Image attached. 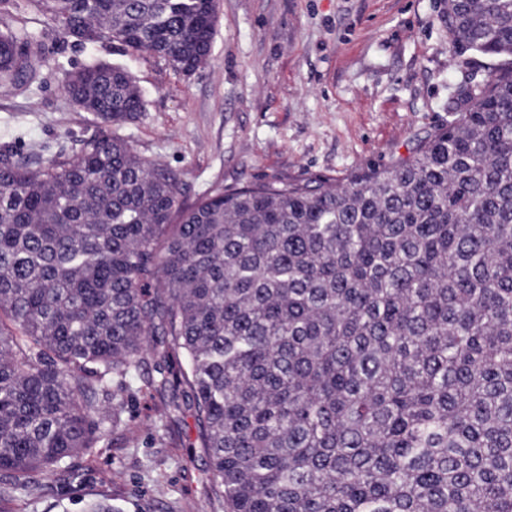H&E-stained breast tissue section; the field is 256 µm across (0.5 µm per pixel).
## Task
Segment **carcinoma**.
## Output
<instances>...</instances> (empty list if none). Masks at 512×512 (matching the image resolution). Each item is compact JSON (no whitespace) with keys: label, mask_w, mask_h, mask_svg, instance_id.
Instances as JSON below:
<instances>
[{"label":"carcinoma","mask_w":512,"mask_h":512,"mask_svg":"<svg viewBox=\"0 0 512 512\" xmlns=\"http://www.w3.org/2000/svg\"><path fill=\"white\" fill-rule=\"evenodd\" d=\"M65 37L190 74L216 0H30ZM497 64L448 125L346 179L180 202L178 175L101 131L33 168L0 154V472L40 477L122 423L144 344L180 358L231 512H512V0H448ZM0 31V86L35 78ZM70 101L119 128L145 101L101 60Z\"/></svg>","instance_id":"1"}]
</instances>
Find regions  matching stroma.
<instances>
[{"label": "stroma", "mask_w": 512, "mask_h": 512, "mask_svg": "<svg viewBox=\"0 0 512 512\" xmlns=\"http://www.w3.org/2000/svg\"><path fill=\"white\" fill-rule=\"evenodd\" d=\"M446 0H217L211 54L190 75L162 59L61 36L29 0L0 4V29L26 26L38 78L0 87V153L36 163L79 148L98 123L73 106L65 76L98 59L134 75L146 108L118 130L152 163L177 172L180 198L280 179L346 178L408 156L446 126L454 87L486 79L488 61L448 37ZM144 353L126 429L79 456L78 478H43L31 499L0 473V512H83L108 499L120 512H227L215 491L192 409L170 413L173 389L145 376L175 371Z\"/></svg>", "instance_id": "1"}]
</instances>
